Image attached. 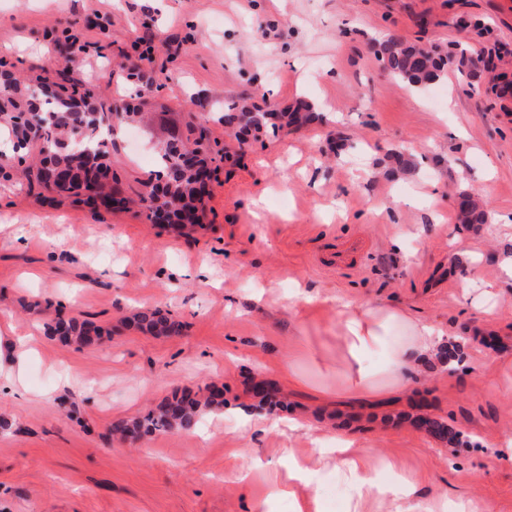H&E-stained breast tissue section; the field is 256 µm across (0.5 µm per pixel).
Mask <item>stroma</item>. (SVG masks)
I'll return each instance as SVG.
<instances>
[{
  "instance_id": "stroma-1",
  "label": "stroma",
  "mask_w": 512,
  "mask_h": 512,
  "mask_svg": "<svg viewBox=\"0 0 512 512\" xmlns=\"http://www.w3.org/2000/svg\"><path fill=\"white\" fill-rule=\"evenodd\" d=\"M66 30L90 34L92 70L59 71L47 45ZM389 35L485 50L493 69L452 66L415 91L375 58ZM145 40L141 84L121 63ZM0 69L153 113L161 141L205 126L214 170L203 224L179 233L134 203L155 168L139 128L108 158L122 208L48 190L22 166L0 177V323L37 338L0 393L14 422L0 434V512H296L311 494L343 512L335 458L312 453L339 437L394 463L383 478H417L426 512L462 501L512 512V459L498 454L512 436V282L500 267L512 247V0H0ZM243 99L319 111L241 142L224 110ZM463 192L483 197L486 224L460 222ZM358 240L364 253L336 266ZM349 302L399 306L452 348L400 395L347 405L337 310ZM154 307L181 335L129 324ZM60 311L101 326V344L47 336ZM259 377L288 409L246 424L234 408ZM211 386L229 408L195 431L134 445L109 434L174 391ZM419 417L445 422L448 438ZM294 459L313 481L278 494Z\"/></svg>"
}]
</instances>
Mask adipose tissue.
<instances>
[{"label": "adipose tissue", "mask_w": 512, "mask_h": 512, "mask_svg": "<svg viewBox=\"0 0 512 512\" xmlns=\"http://www.w3.org/2000/svg\"><path fill=\"white\" fill-rule=\"evenodd\" d=\"M343 339L351 362L346 374V392L353 398L392 394L406 386L407 372L415 364L437 353L444 333L435 326L415 320L394 306H360L342 311ZM384 351L382 364H364L366 355ZM350 444L339 441L335 450L342 467L350 498L367 494L400 501L412 496L415 479L404 476L396 483L383 482L375 466L362 464L349 454Z\"/></svg>", "instance_id": "adipose-tissue-1"}]
</instances>
